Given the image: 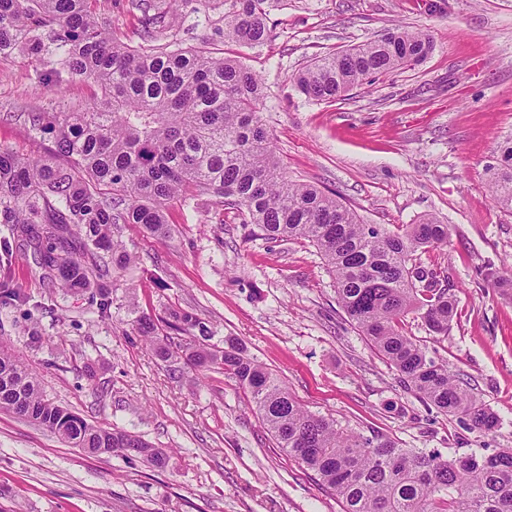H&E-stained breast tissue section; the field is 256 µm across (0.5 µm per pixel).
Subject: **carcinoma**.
I'll return each instance as SVG.
<instances>
[{"mask_svg": "<svg viewBox=\"0 0 512 512\" xmlns=\"http://www.w3.org/2000/svg\"><path fill=\"white\" fill-rule=\"evenodd\" d=\"M211 0H129L142 17L143 43L129 46L107 32L91 0H0V53L19 52L45 66L43 80L62 86L61 73L82 76L99 96L74 112H26L37 133L50 134L65 157L30 158L0 151V224L33 248L38 267L64 287L94 290L107 312L114 275L131 255L114 240L120 224H139L166 238L167 204L197 209L230 205L268 241L305 239L334 277L347 321L423 403L489 432L498 419L448 370V361L401 326L421 313L435 336L448 335L454 300L441 271L418 253L448 243V225L434 217L394 231L366 224L339 196L288 178L261 119L262 82L240 60L203 46L185 47L169 34L177 9L198 13ZM215 34L241 46L264 43L277 0H222ZM432 49L428 34L402 28L312 60L294 78L299 92L334 102L372 78L417 65ZM490 188L512 211V142L501 150ZM158 332L138 321L159 358H182L198 369H222L250 397L280 448L313 471L342 512H512V448L487 456L448 458L437 450L401 448L380 435L343 431L288 390L241 343L224 351L175 340L194 329L193 314L170 309ZM0 410L12 412L90 455L120 452L162 469L167 455L140 436L96 425L44 398L36 374L0 343Z\"/></svg>", "mask_w": 512, "mask_h": 512, "instance_id": "carcinoma-1", "label": "carcinoma"}]
</instances>
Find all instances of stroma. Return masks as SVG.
<instances>
[{
  "mask_svg": "<svg viewBox=\"0 0 512 512\" xmlns=\"http://www.w3.org/2000/svg\"><path fill=\"white\" fill-rule=\"evenodd\" d=\"M114 36L140 41L128 0H94ZM184 45L239 58L265 87L261 117L289 176L336 192L368 224L448 226L447 245L423 264L448 278L456 314L433 336L418 314L404 329L447 360L497 415L492 431L427 407L346 320L334 280L308 241L270 242L220 206L201 214L171 202L160 240L124 224L136 257L100 313L89 294L62 288L31 247L0 248V283L25 302L0 306V341L38 373L48 399L88 421L141 436L167 454L156 469L122 454L94 456L0 411V512H340L313 473L277 448L247 396L223 370L165 363L135 331L140 317L188 310L223 346L237 338L306 408L338 427L382 434L403 448L479 456L512 448V302L486 272L512 269V212L489 182L512 141V0H279L271 34L250 48L214 39L208 14L174 20ZM395 27L423 31L418 65L380 75L324 103L293 78L318 56ZM34 58L0 56V149L52 156L20 111L72 112L98 96L67 76L62 93Z\"/></svg>",
  "mask_w": 512,
  "mask_h": 512,
  "instance_id": "obj_1",
  "label": "stroma"
}]
</instances>
